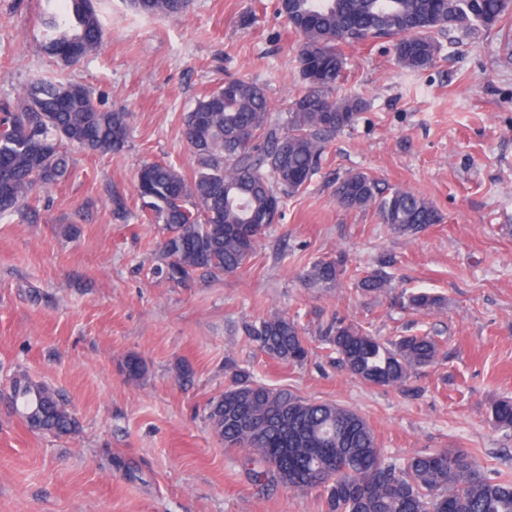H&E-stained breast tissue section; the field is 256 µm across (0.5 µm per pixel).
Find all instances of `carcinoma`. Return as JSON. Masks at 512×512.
<instances>
[{
    "label": "carcinoma",
    "instance_id": "1",
    "mask_svg": "<svg viewBox=\"0 0 512 512\" xmlns=\"http://www.w3.org/2000/svg\"><path fill=\"white\" fill-rule=\"evenodd\" d=\"M44 46L74 63L98 49L105 31L92 0H45ZM147 15L178 16L189 0H129ZM280 13L298 35L297 64L305 92L292 104L288 127L273 118L261 87L238 78L198 99L184 119L193 176L186 179L164 162H145L135 195L165 236L157 273L182 283L202 271L232 274L251 260L266 230L250 231L255 218L278 222L284 199L304 190L319 168L326 141L351 126L364 107L353 96L331 91L344 73L346 45L378 39L392 42L397 63L413 72L432 66L454 30H490L512 9L509 0H285ZM129 114L105 110L81 86L37 78L14 98L0 100V216L30 206L35 187L60 182L70 151H122ZM32 132L23 131L25 126ZM336 202L346 210L378 214L400 236H416L440 222L437 209L404 188L384 192L364 172L336 182ZM391 259L359 282L367 294L390 288ZM347 271L344 255L315 261L302 275L312 288L339 287ZM394 303L422 314L441 306L427 291L402 293ZM266 355L302 365L310 355L303 329L286 315L243 327ZM323 334L347 373L367 384L411 390L414 373L436 363L439 340L428 334L388 342L354 323L337 321ZM129 381L145 364L122 363ZM30 431L71 436L77 422L68 402L52 386L25 373L4 390ZM207 419L226 448L247 452L245 465L258 486L281 484L321 490L325 512H512V480L488 477L465 453L435 451L404 461L385 456L369 423L356 411L317 402L287 389H273L244 371L208 405ZM490 421L512 430V400L490 406Z\"/></svg>",
    "mask_w": 512,
    "mask_h": 512
}]
</instances>
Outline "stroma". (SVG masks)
Instances as JSON below:
<instances>
[{"label": "stroma", "instance_id": "35a3bbf8", "mask_svg": "<svg viewBox=\"0 0 512 512\" xmlns=\"http://www.w3.org/2000/svg\"><path fill=\"white\" fill-rule=\"evenodd\" d=\"M43 2L0 0V98L49 75L130 112V130L122 152L74 153L64 180L37 189V220L0 217V389L26 372L59 390L79 423L72 436L38 435L0 403V512H325L318 492L256 487L243 450L212 430L205 408L237 368L357 411L388 457L449 449L512 479V432L487 416L512 398V13L502 28L459 34L420 72L383 40L344 47L335 95L364 100L354 125L326 144L244 269L173 283L154 272L161 233L134 197L138 168L190 170L184 117L227 79L258 84L287 121L305 90L298 38L277 0H191L178 17L94 0L106 38L68 65L43 48ZM356 171L428 199L441 223L401 237L344 210L336 179ZM116 194L128 199L122 219ZM340 252L338 288L302 281ZM385 258L393 289L432 292L441 309L421 316L359 290ZM274 313L304 329L306 364L269 358L243 335V323ZM337 317L383 341L436 336L440 359L409 392L363 383L322 339ZM131 355L146 365L133 383L120 371Z\"/></svg>", "mask_w": 512, "mask_h": 512}]
</instances>
